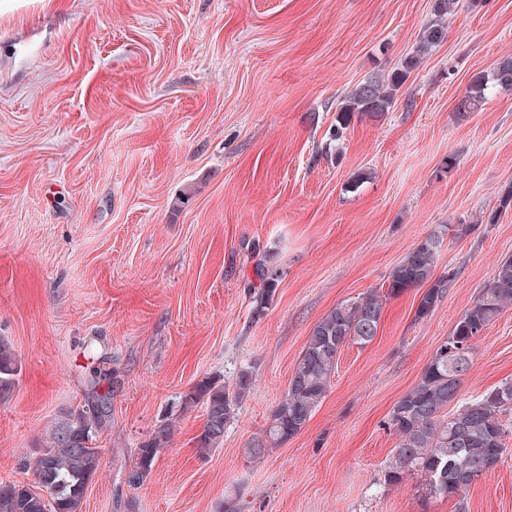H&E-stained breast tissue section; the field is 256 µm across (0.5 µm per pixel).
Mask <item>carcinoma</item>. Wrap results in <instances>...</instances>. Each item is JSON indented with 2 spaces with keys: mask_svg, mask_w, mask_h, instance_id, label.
I'll list each match as a JSON object with an SVG mask.
<instances>
[{
  "mask_svg": "<svg viewBox=\"0 0 512 512\" xmlns=\"http://www.w3.org/2000/svg\"><path fill=\"white\" fill-rule=\"evenodd\" d=\"M459 0H434V20L423 31L417 50L400 67L359 84L347 95L336 117L334 137L341 139L356 115L380 118L404 89L410 74L430 51L447 37L446 17ZM512 88V56L497 63L489 73L472 75L456 104L462 116L483 109L489 92ZM441 233L433 232L414 246L393 267L386 293L372 290L344 300L329 310L312 328L302 355L291 375L288 391L272 411L262 440L246 453L258 457L300 432L322 401L336 371L338 354L346 345H366L377 336L387 297L429 285L421 292L416 318L427 317L441 301L450 279H433ZM259 290L255 315L275 293L280 278L275 266L257 263ZM512 306V258L498 262L491 279L464 312L452 333L438 348L415 387L400 398L389 417L398 437L387 467V481L397 483L409 472L424 475L430 490L453 497L487 471L506 451L508 428L503 416L512 414V380H506L478 396L461 397L462 376L471 365L472 347L465 342L479 337L488 324ZM19 367L10 344L0 339V396L15 387ZM102 379L90 373L86 404L64 413L49 430L34 462L38 488L16 483L0 484V512H80L86 490L101 466L97 434L104 427L108 397L98 388ZM253 386L252 372H239L233 387L217 377H205L184 395V407L204 408V421L196 436L199 450L209 451L224 441V429L238 404ZM456 410L446 412L448 404ZM174 424L166 420L139 443L128 483L139 485L149 476L160 449L166 447Z\"/></svg>",
  "mask_w": 512,
  "mask_h": 512,
  "instance_id": "cac0c4a2",
  "label": "carcinoma"
}]
</instances>
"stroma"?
<instances>
[{
  "label": "stroma",
  "mask_w": 512,
  "mask_h": 512,
  "mask_svg": "<svg viewBox=\"0 0 512 512\" xmlns=\"http://www.w3.org/2000/svg\"><path fill=\"white\" fill-rule=\"evenodd\" d=\"M433 4L0 0V338L21 367L0 398V483L35 485L50 426L84 403L91 344L111 381L83 512H512V435L458 497L384 477L393 405L512 258V89L455 112L470 77L512 55V0L459 8L407 95L332 139L343 99L415 51ZM446 224L468 231L443 238L434 274L452 280L435 310L416 318L415 289L387 298L304 429L248 458L315 323L386 288ZM250 241L281 273L260 315ZM471 360L463 396L512 379V307ZM246 367L251 393L200 453L203 410L183 395ZM166 418L169 445L130 485ZM174 424L166 420L152 432L145 440L139 443L136 451L135 465L128 474V483L139 485L149 476L154 460L161 448H164L170 442L173 434Z\"/></svg>",
  "instance_id": "35a3bbf8"
}]
</instances>
